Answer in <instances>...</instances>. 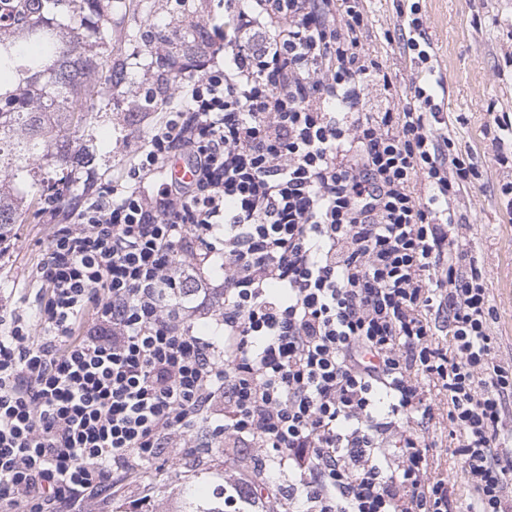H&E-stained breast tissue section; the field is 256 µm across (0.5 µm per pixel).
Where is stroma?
Returning <instances> with one entry per match:
<instances>
[{
	"mask_svg": "<svg viewBox=\"0 0 512 512\" xmlns=\"http://www.w3.org/2000/svg\"><path fill=\"white\" fill-rule=\"evenodd\" d=\"M150 13H143L133 0H114L112 15L125 24L149 30L159 26L178 32L184 45L204 44L206 32L199 26L201 16L223 22L220 0H150ZM397 0H367L372 25L364 41L385 70L401 87H411L417 70L408 54L387 44L385 33L396 20ZM422 33L432 48L435 81L445 92L436 101L442 112L464 115L466 125L457 128L455 138L481 177L455 203L462 224L461 241L478 260L498 319L492 333L500 343L502 357H512V208L502 194L512 181V168L494 159V136L499 130L496 114L512 113V0H420ZM112 60L124 79L108 82L97 73L98 83H111L112 90L100 116L83 133L84 143L95 155L92 164L95 183L116 177L122 158L114 153L116 141L130 131L147 136L152 125L141 113L139 96L143 84H150L158 96L167 93L165 66L150 57L144 42L117 38ZM52 231L38 215L27 213L14 225L11 240L0 251V306L24 309L34 287L31 270ZM251 449L239 451L237 463H228L223 445L196 449L176 456L165 452L123 480L107 503H90L87 512H175L185 485L200 482L214 472L227 480L236 479L250 466Z\"/></svg>",
	"mask_w": 512,
	"mask_h": 512,
	"instance_id": "stroma-1",
	"label": "stroma"
}]
</instances>
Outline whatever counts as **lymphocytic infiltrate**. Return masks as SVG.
I'll return each mask as SVG.
<instances>
[{"label":"lymphocytic infiltrate","mask_w":512,"mask_h":512,"mask_svg":"<svg viewBox=\"0 0 512 512\" xmlns=\"http://www.w3.org/2000/svg\"><path fill=\"white\" fill-rule=\"evenodd\" d=\"M118 180L54 229L31 311L0 313V512H83L165 449L253 451L228 507L505 512L512 363L452 203L478 180L422 87L362 37L364 0H224ZM378 93L387 106L367 111ZM182 162L191 180L174 176ZM216 314L222 332L195 333ZM446 415L472 493L429 461ZM293 475L270 492L274 469Z\"/></svg>","instance_id":"1"}]
</instances>
